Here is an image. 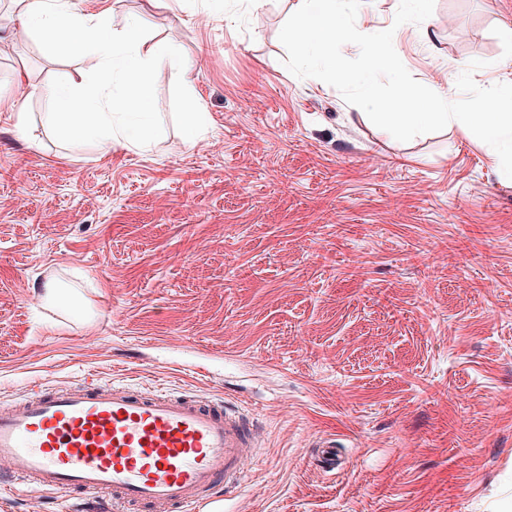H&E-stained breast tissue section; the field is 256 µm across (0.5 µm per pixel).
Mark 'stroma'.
Instances as JSON below:
<instances>
[{
	"label": "stroma",
	"instance_id": "obj_1",
	"mask_svg": "<svg viewBox=\"0 0 512 512\" xmlns=\"http://www.w3.org/2000/svg\"><path fill=\"white\" fill-rule=\"evenodd\" d=\"M150 27L164 133L143 150L64 145L50 83L99 60H56L0 0V96L17 78L29 139L0 112V405L95 380L238 406L261 448L227 512H512V182L452 126L407 142L284 65L297 0H77ZM363 0L356 27L393 29L409 73L447 87L512 81V0H435L394 26ZM208 114L187 141L172 88ZM78 309L48 306L47 282ZM335 438L328 470L312 444ZM17 486L0 512H78Z\"/></svg>",
	"mask_w": 512,
	"mask_h": 512
}]
</instances>
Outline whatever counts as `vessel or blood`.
<instances>
[{"label": "vessel or blood", "instance_id": "b4317fda", "mask_svg": "<svg viewBox=\"0 0 512 512\" xmlns=\"http://www.w3.org/2000/svg\"><path fill=\"white\" fill-rule=\"evenodd\" d=\"M253 423L224 403L85 383L0 406V490L15 482L153 512H208L216 487H242Z\"/></svg>", "mask_w": 512, "mask_h": 512}]
</instances>
